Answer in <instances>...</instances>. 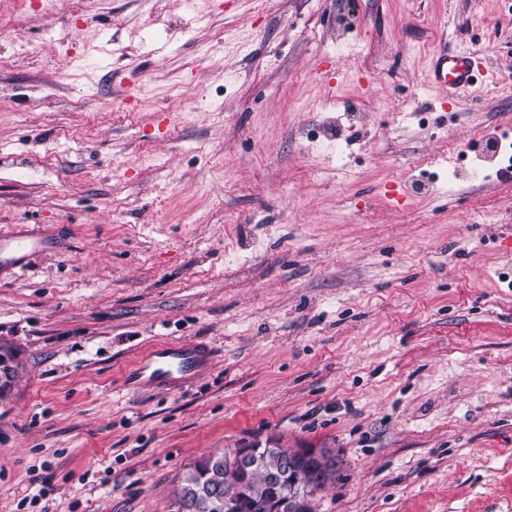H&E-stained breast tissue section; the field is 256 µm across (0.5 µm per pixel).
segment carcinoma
I'll use <instances>...</instances> for the list:
<instances>
[{
	"instance_id": "carcinoma-1",
	"label": "carcinoma",
	"mask_w": 512,
	"mask_h": 512,
	"mask_svg": "<svg viewBox=\"0 0 512 512\" xmlns=\"http://www.w3.org/2000/svg\"><path fill=\"white\" fill-rule=\"evenodd\" d=\"M295 468L304 473V479L296 487L301 512H312L310 499L324 484L313 477L314 463L298 460ZM213 487L210 494H197L200 488ZM273 492L267 487L265 470L252 471L239 493L241 506L237 512H273ZM176 512H224V455L209 456L194 466L175 493Z\"/></svg>"
}]
</instances>
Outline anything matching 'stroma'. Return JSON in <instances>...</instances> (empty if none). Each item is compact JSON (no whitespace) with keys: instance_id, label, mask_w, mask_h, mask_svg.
Returning a JSON list of instances; mask_svg holds the SVG:
<instances>
[{"instance_id":"35a3bbf8","label":"stroma","mask_w":512,"mask_h":512,"mask_svg":"<svg viewBox=\"0 0 512 512\" xmlns=\"http://www.w3.org/2000/svg\"><path fill=\"white\" fill-rule=\"evenodd\" d=\"M23 2L0 227L53 246L0 270V512H175L253 446L335 456L315 512H512V162L454 169L512 139V0ZM446 45L486 72L452 105ZM166 337L213 371L125 392Z\"/></svg>"}]
</instances>
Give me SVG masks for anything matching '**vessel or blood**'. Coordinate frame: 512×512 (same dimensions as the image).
Instances as JSON below:
<instances>
[{
    "label": "vessel or blood",
    "mask_w": 512,
    "mask_h": 512,
    "mask_svg": "<svg viewBox=\"0 0 512 512\" xmlns=\"http://www.w3.org/2000/svg\"><path fill=\"white\" fill-rule=\"evenodd\" d=\"M482 61L475 53L443 47L433 52L428 78L446 88L449 97L468 92L479 82ZM50 247L47 234L32 228H0V261L24 269L27 259ZM214 366L212 346L197 339H167L155 343L122 377L128 391L180 392L208 374Z\"/></svg>",
    "instance_id": "vessel-or-blood-1"
}]
</instances>
